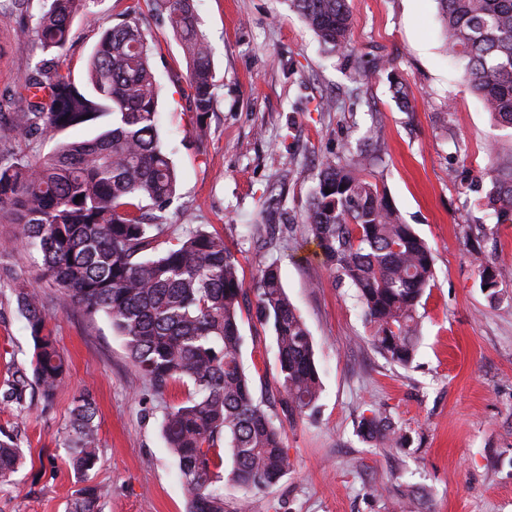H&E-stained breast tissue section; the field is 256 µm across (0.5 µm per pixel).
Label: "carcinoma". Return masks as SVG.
<instances>
[{
	"label": "carcinoma",
	"instance_id": "cac0c4a2",
	"mask_svg": "<svg viewBox=\"0 0 512 512\" xmlns=\"http://www.w3.org/2000/svg\"><path fill=\"white\" fill-rule=\"evenodd\" d=\"M94 0H44L38 36L44 49L62 50L74 16ZM181 40L189 66L185 81L204 118L214 100L212 48L199 32L194 0H146ZM326 52L347 49V0H291ZM445 45L463 65L470 89L486 111L512 127V0H437ZM25 103L7 131L22 138L54 137L98 126L84 140H62L38 161L0 155V217L16 224L41 254L40 277L66 293L84 314L103 313L121 336L136 371L152 389L189 384L186 398L166 407L162 433L189 498L188 512H224V481L245 495L276 486L289 470L277 414L255 396L242 363L243 305L276 342L283 414L313 411L321 378L310 332L290 302L277 261L245 287L240 263L224 240L203 230L157 250L173 202L177 176L158 131V84L140 18L128 13L106 29L93 50L87 80L76 83L45 60L25 81ZM375 156L350 152L324 157L303 223L336 279L354 289L372 346L393 364L409 367L419 339L418 307L432 287L431 248L402 222L385 190L370 179ZM487 176L497 223H512V161ZM331 193H326L325 189ZM83 199L74 202L76 196ZM507 273L481 263L480 285L494 298ZM12 282L33 342L28 363L15 365L0 385V409L23 413L52 406L68 363L47 327L34 288ZM97 409L89 390L73 399L65 446L82 485L69 512H97L100 488L88 483L99 462ZM359 433L381 447L406 445L405 435L380 413ZM232 465L224 469L221 448ZM21 440L0 434V481L24 464Z\"/></svg>",
	"mask_w": 512,
	"mask_h": 512
}]
</instances>
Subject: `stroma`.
Returning <instances> with one entry per match:
<instances>
[{"mask_svg":"<svg viewBox=\"0 0 512 512\" xmlns=\"http://www.w3.org/2000/svg\"><path fill=\"white\" fill-rule=\"evenodd\" d=\"M348 51L326 55L289 0H194L213 49L214 106L198 118L185 82L179 38L145 0H93L77 16L59 60L83 81L102 32L137 13L159 80V133L177 170V195L161 245L202 229L223 237L246 284L277 260L283 286L315 344L322 381L315 412L280 416L290 470L251 498V512H512V224L479 199L492 164L512 161V129L498 124L449 57L436 0H348ZM42 0L0 14V100L48 54L37 35ZM28 34L16 39L18 20ZM382 62L368 86L353 60ZM401 79L412 111L392 92ZM330 98L335 108L319 109ZM378 155L374 171L404 223L427 241L434 284L419 309L411 367L389 362L370 342L354 291L338 283L307 237L312 176L344 150ZM288 176L272 194L277 174ZM282 213L262 238L248 232L262 210ZM0 267L36 283L40 256L17 225L0 224ZM508 280L489 298L480 263ZM46 319L69 360L70 376L51 412L0 411V429L19 430L24 468L0 482V512H67L79 483L64 446L73 399L90 389L97 406L100 466L91 474L101 512H187L189 499L161 433L177 386L157 395L134 369L104 315L87 318L56 288L42 287ZM242 360L257 397L278 407L277 349L270 332L246 320ZM9 284L0 285V382L32 355ZM408 439L381 448L359 434L371 412Z\"/></svg>","mask_w":512,"mask_h":512,"instance_id":"stroma-1","label":"stroma"}]
</instances>
